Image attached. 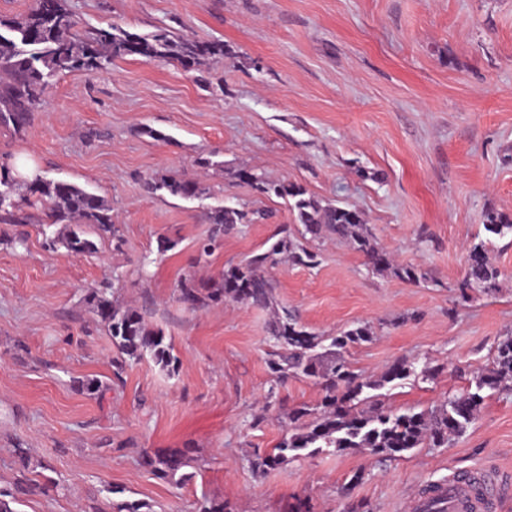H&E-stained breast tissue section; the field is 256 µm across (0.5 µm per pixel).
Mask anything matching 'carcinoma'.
Masks as SVG:
<instances>
[{
	"label": "carcinoma",
	"mask_w": 512,
	"mask_h": 512,
	"mask_svg": "<svg viewBox=\"0 0 512 512\" xmlns=\"http://www.w3.org/2000/svg\"><path fill=\"white\" fill-rule=\"evenodd\" d=\"M73 14L64 0H34L29 10L14 17H0V126L21 131L29 126L49 80L64 73L104 70L112 60L139 55L146 61L172 58L185 67L224 54V44L175 37L165 31L139 35L114 27L81 34L75 30ZM27 183L28 195L16 193L20 182ZM250 185L258 193L289 202L294 222L301 225V236L321 239L325 235L348 240L363 254L371 269L379 273L416 282L426 277L413 266L395 265L381 251L361 213L353 207L325 203L302 185L288 181H270L262 175L250 176ZM166 190L184 199L199 195L198 184L187 178L163 175L148 184V191ZM47 204L51 224H64L69 230L50 241L75 255L94 254L97 243L89 238L94 232L121 244L120 229L112 220V209L95 193L62 180L37 173L26 176L9 162L0 163V221L5 224H29L27 208L31 197ZM272 218L265 210L245 211L233 207H215L206 213L213 225L212 237L202 243L200 256L211 255L214 236L236 224H255ZM485 229L495 235L512 234V215L488 208ZM283 256L294 265L313 267L318 253L308 249L288 228L263 252L255 253L224 271L222 281L199 287L191 279L181 281L179 300L190 310H200L229 298L254 308L267 309L272 317L268 331L275 350L268 361L270 372L281 381L288 375L312 379L321 387L322 397L313 406L288 412V433L281 442L253 465L260 471L275 469L312 448H332L336 452L362 450L390 459L404 457L415 448H441L461 434L476 418L484 400L482 392L495 391L512 384V336L505 337L494 350L490 366L475 377V389L453 396L431 410L404 412L389 410L380 390L414 372L401 360L378 377H364L352 369L344 352L348 345L370 340V326L359 324L338 336H323L307 330L288 310L277 308L274 285L268 268ZM500 271L489 261L484 246L472 245L467 252L464 289L492 291L499 285ZM100 321L107 325L118 351L113 359L114 374L119 376L131 360L150 357L169 374L176 372L177 359L162 330L149 325L142 312L121 309L112 304L106 292L90 293ZM144 464L159 478L183 484L192 478L185 472L190 466L188 450L175 449L143 456Z\"/></svg>",
	"instance_id": "carcinoma-1"
}]
</instances>
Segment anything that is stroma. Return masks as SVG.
I'll return each instance as SVG.
<instances>
[{
  "mask_svg": "<svg viewBox=\"0 0 512 512\" xmlns=\"http://www.w3.org/2000/svg\"><path fill=\"white\" fill-rule=\"evenodd\" d=\"M66 2L83 30H164L223 43L224 54L190 68L126 56L59 75L29 126L0 127V159L103 197L123 237L75 256L49 248L61 228L44 206L31 208V223H0V491L15 493V512H111L118 498L196 512L205 495L226 512H342L353 502L413 512L420 489L454 473L512 481V387L485 391L474 423L442 448L398 459L329 448L256 472L252 460L283 437L288 411L322 391L305 378L273 386L269 311L228 300L192 311L178 300L182 279H220L292 225L285 201L243 173L296 182L360 210L378 247L426 278L378 274L329 236L307 243L317 266L269 268L278 307L323 336L370 325L371 340L344 353L357 372L399 360L415 369L385 388L391 410H430L468 389L512 335V235L487 232L483 218L490 207L512 214V0ZM161 175L195 180L202 193H148ZM224 205L273 217L235 225L200 258L205 214ZM480 241L499 287L464 297L467 251ZM103 286L163 330L175 374L146 358L114 376L117 349L89 301ZM92 378L102 395L80 388ZM176 448L192 451L184 485L141 458ZM24 481L58 489L24 495Z\"/></svg>",
  "mask_w": 512,
  "mask_h": 512,
  "instance_id": "35a3bbf8",
  "label": "stroma"
}]
</instances>
